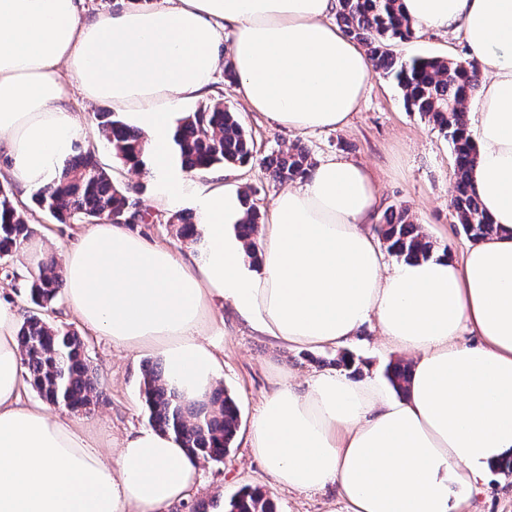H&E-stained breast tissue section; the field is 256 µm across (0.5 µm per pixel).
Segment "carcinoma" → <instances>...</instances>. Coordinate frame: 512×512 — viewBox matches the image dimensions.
<instances>
[{
    "mask_svg": "<svg viewBox=\"0 0 512 512\" xmlns=\"http://www.w3.org/2000/svg\"><path fill=\"white\" fill-rule=\"evenodd\" d=\"M335 19L347 35L366 47L371 69L401 88L407 108L448 138L455 165L451 206L463 232L475 243L496 234L498 226L482 211L470 184L475 148L467 133L466 104L478 87L477 64L469 59H404L393 55L388 49L390 43L414 36L401 0H339ZM94 119L98 135L128 169L150 173L141 132L108 110L94 113ZM172 149L187 170L213 171L254 157L252 137L221 102L188 114L174 132ZM312 165V153L304 145L267 161L276 181L301 178ZM142 189L141 185L113 180L89 144L74 145L73 154L57 176L32 194L31 207L19 201L12 189L0 185V272L6 277L16 275L12 262L31 233L33 209L50 214L61 224H130L133 215L129 205ZM245 205L246 219L235 225V230L248 246V257L256 261L260 213L250 201ZM166 223L178 225L177 233L184 240L199 236L197 225L188 222L182 212L171 214ZM376 231L388 252L402 260H426L434 255L433 241L410 219L405 208H388ZM24 281L34 305L17 332L27 382L49 405L73 412L85 410L98 403L102 388L83 337L50 320L64 288L62 276L50 263L28 271ZM385 375L397 394L406 392L409 365L391 363ZM144 395L148 420L155 430L173 435L198 459L224 460L240 428L239 407L226 391L216 389L201 401L187 402L168 385L161 366L148 364L144 369ZM224 512H277V508L262 490L243 488L224 503Z\"/></svg>",
    "mask_w": 512,
    "mask_h": 512,
    "instance_id": "cac0c4a2",
    "label": "carcinoma"
}]
</instances>
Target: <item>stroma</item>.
<instances>
[{
    "instance_id": "35a3bbf8",
    "label": "stroma",
    "mask_w": 512,
    "mask_h": 512,
    "mask_svg": "<svg viewBox=\"0 0 512 512\" xmlns=\"http://www.w3.org/2000/svg\"><path fill=\"white\" fill-rule=\"evenodd\" d=\"M399 57L439 56L460 59L466 48L460 34H418L409 41L392 45ZM206 102H223L235 112L243 127L251 134L258 158L245 166L228 165L221 173L225 182L237 184L261 214H268L272 199L281 191V183L273 181L261 159L294 144L306 145L314 159L342 155L368 165L376 176L383 206L403 205L409 208L413 221L434 242L437 250L462 254L470 241L457 223L451 207L455 182L454 157L446 137L432 129L418 113L409 111L397 84L371 75L367 94L351 124L343 129L298 133L277 126L259 113L249 111L238 97L235 86L224 71H216ZM66 105L81 123L82 141L94 143L107 171L122 183L140 182L142 200L152 214L150 224L131 225V232L147 241H163L173 249L193 248L204 254L205 243L189 244L176 233L167 217L174 209L192 211L189 200L177 207L158 203L156 180L128 172L113 157L106 141L99 138L93 114L100 106L80 96H71ZM31 237L45 241L40 263H62L65 249L82 232L79 224H61L42 213H34ZM221 322L210 331V341L224 354V371L217 387L228 390L240 408V430L234 446L223 462H201L203 496L217 493L232 496L245 486L267 491L278 512H345L344 503L335 487L320 491L300 492L274 485L257 461L247 443V431L263 400L283 374H291L297 384H305L310 375L325 371L332 359L342 353L353 355L361 375L383 378L388 363L399 361L398 351L384 346L377 331L364 327L358 336L341 347L288 350L252 330L239 320L230 301L216 307ZM53 321L75 330L85 338L92 364L99 374L103 396L90 410L71 413L60 407V417H74L86 427L96 447L114 452L122 437L130 430L147 426L148 411L142 392V368L157 361L149 351L132 353L112 346L103 336L89 331L70 309L66 299L55 305ZM464 512H512V474H499L481 486L464 508Z\"/></svg>"
}]
</instances>
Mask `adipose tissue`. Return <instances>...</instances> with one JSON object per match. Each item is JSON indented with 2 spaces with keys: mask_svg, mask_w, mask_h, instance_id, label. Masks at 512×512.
<instances>
[{
  "mask_svg": "<svg viewBox=\"0 0 512 512\" xmlns=\"http://www.w3.org/2000/svg\"><path fill=\"white\" fill-rule=\"evenodd\" d=\"M81 4L0 0V161L22 189L47 185L81 134L69 96L111 103L145 136L158 201L194 195L208 249L200 261L94 225L65 252L71 309L114 346L157 353L189 400L223 370L206 339L216 300L288 349L336 346L374 325L413 358L405 396L370 376L321 372L303 386L286 376L248 444L276 485L336 486L347 512H462L512 458V0H402L414 32H461L479 65L472 182L498 234L458 258L387 265L370 230L376 178L333 156L274 198L257 275L230 232L242 193L171 168L169 142L226 61L246 106L278 125H347L371 69L332 21L338 0H177L92 22ZM17 323V306L0 299V512H166L198 490L199 463L172 436L135 430L111 457L76 422L25 402ZM465 331L476 343L461 342Z\"/></svg>",
  "mask_w": 512,
  "mask_h": 512,
  "instance_id": "adipose-tissue-1",
  "label": "adipose tissue"
}]
</instances>
